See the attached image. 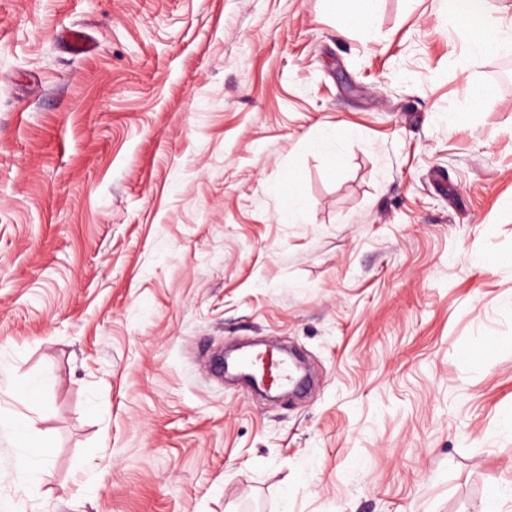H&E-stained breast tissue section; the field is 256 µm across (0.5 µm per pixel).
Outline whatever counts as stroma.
Returning <instances> with one entry per match:
<instances>
[{"label":"stroma","mask_w":512,"mask_h":512,"mask_svg":"<svg viewBox=\"0 0 512 512\" xmlns=\"http://www.w3.org/2000/svg\"><path fill=\"white\" fill-rule=\"evenodd\" d=\"M343 23L0 0V415L52 445L34 476L0 429V512H484L512 484V58L469 56L448 0ZM266 341L305 397L211 371ZM340 140V135L334 127H323L318 135L314 137L309 146L318 152H325L331 155L334 163L338 165L341 161V153L336 148V142Z\"/></svg>","instance_id":"stroma-1"}]
</instances>
